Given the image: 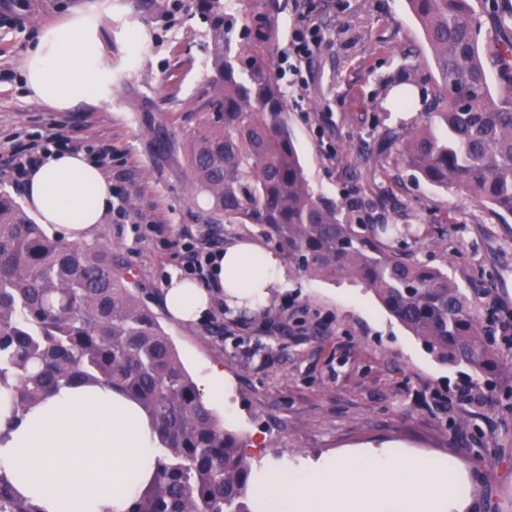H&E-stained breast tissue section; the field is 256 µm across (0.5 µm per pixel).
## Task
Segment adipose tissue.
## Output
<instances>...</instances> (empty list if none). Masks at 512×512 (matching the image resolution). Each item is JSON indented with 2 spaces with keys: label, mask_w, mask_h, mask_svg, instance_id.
<instances>
[{
  "label": "adipose tissue",
  "mask_w": 512,
  "mask_h": 512,
  "mask_svg": "<svg viewBox=\"0 0 512 512\" xmlns=\"http://www.w3.org/2000/svg\"><path fill=\"white\" fill-rule=\"evenodd\" d=\"M97 16L79 14L42 31L23 68L26 96L67 110L98 102L110 73ZM112 185L84 153H53L26 180L24 207L58 238L91 240L112 206ZM285 281L277 253L250 241L218 255L208 283L172 276L163 304L179 324L204 319L214 294L257 308ZM159 437L131 399L105 384L55 389L21 417L0 407V471L24 495L42 488V512H129L155 473Z\"/></svg>",
  "instance_id": "obj_1"
}]
</instances>
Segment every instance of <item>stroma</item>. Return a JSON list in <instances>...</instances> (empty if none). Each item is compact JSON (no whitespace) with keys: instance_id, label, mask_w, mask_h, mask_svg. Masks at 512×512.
Wrapping results in <instances>:
<instances>
[{"instance_id":"35a3bbf8","label":"stroma","mask_w":512,"mask_h":512,"mask_svg":"<svg viewBox=\"0 0 512 512\" xmlns=\"http://www.w3.org/2000/svg\"><path fill=\"white\" fill-rule=\"evenodd\" d=\"M246 27L247 54L275 66L298 29L312 53L273 78L310 187L366 224H458L442 246L411 244L418 259L447 269L462 287L484 277L488 329L512 318V217L496 216L456 190L373 161L389 127L418 112L391 109L402 69L424 80L431 68L422 30L405 0H231ZM76 10L99 12L112 54V93L68 111L26 99L22 62L39 32ZM209 78L205 23L196 0H0V193L12 184L15 152L38 154L48 136L99 157L119 189L94 239L118 247L145 304L159 317L194 378L222 363L231 388L229 427L258 437L255 458L296 464L352 448H405L455 459L468 473L473 512H512V399L454 404L467 369L436 362L363 285L303 275L285 264V283L247 314L216 298L200 324H172L161 300L172 273L200 277L190 251L215 253L258 239L251 224H213L194 195L177 143L199 123Z\"/></svg>"}]
</instances>
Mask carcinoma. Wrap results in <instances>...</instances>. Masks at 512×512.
Here are the masks:
<instances>
[{"mask_svg":"<svg viewBox=\"0 0 512 512\" xmlns=\"http://www.w3.org/2000/svg\"><path fill=\"white\" fill-rule=\"evenodd\" d=\"M431 57L430 90L403 89L394 107L421 105L414 128L385 130L374 161L391 154L441 188H455L499 215H512V92L493 95L479 46L474 0H407ZM212 77L202 92L207 119L186 134L193 191L215 223L253 224L303 274L347 277L374 293L437 360L477 379L509 383L488 335L480 296L448 272L403 253L405 239L442 236L413 224L380 232L314 195L287 106L270 65L243 57L236 15L224 0H200ZM493 62L512 83V11H493ZM469 100L461 109L448 97ZM123 254L106 244L51 238L0 193V388L22 415L53 387L105 382L138 403L159 434L157 472L130 512H254L257 467L240 434L224 428L180 360L157 315L139 298ZM0 474V512H39Z\"/></svg>","mask_w":512,"mask_h":512,"instance_id":"1","label":"carcinoma"}]
</instances>
